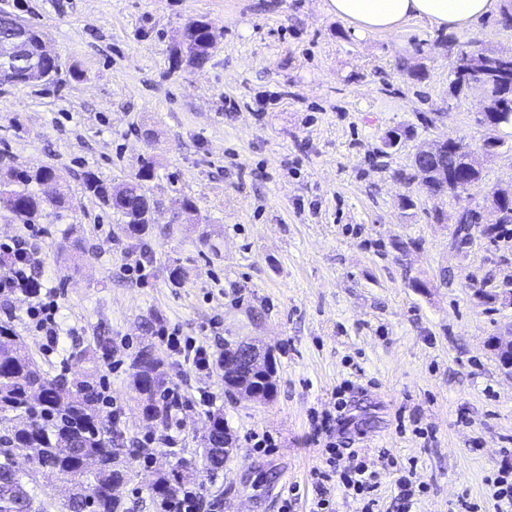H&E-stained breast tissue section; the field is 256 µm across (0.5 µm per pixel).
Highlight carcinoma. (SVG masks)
<instances>
[{
    "label": "carcinoma",
    "mask_w": 512,
    "mask_h": 512,
    "mask_svg": "<svg viewBox=\"0 0 512 512\" xmlns=\"http://www.w3.org/2000/svg\"><path fill=\"white\" fill-rule=\"evenodd\" d=\"M210 50L208 23L194 20L187 24L173 49V67L183 61L201 67L209 60ZM482 80L488 82L495 97L493 112L481 118L486 127L482 148L492 156L505 146L498 135L500 127L512 126V57L497 58L477 45L460 50L450 82L452 94L468 96ZM472 152L470 144L460 140L443 145L436 159L416 158L408 183L417 184L429 196L460 197L481 180L482 166ZM53 172L47 165L12 170L6 180L0 181V210L29 224L48 203L59 210L67 209L69 200L62 194L49 201L42 198L41 183ZM153 174V162L145 159L133 178L116 185L105 184L89 173L84 189L121 217L120 233L140 238L151 228V204L144 181ZM500 194V189L493 191L489 201L500 204L504 215L500 223L486 227L488 235H496L512 224V203L499 202ZM479 219L480 212L464 208L456 219L457 232H467ZM162 364L152 348L143 347L131 359L129 369L143 419L166 430L175 405L172 387L160 372ZM251 385L275 396L273 369L252 372ZM206 419L211 434L203 443V471L181 459L170 471L159 472L149 488L150 506L155 512H167L187 490L197 491L200 473L215 479L224 468V415L209 413ZM0 423L11 425L10 431L0 434V512H47L25 481L28 473L16 466L15 456L27 448L37 449L30 456L35 471L67 484L58 512H130L112 488L133 479V458L128 449L133 441L126 436L122 421L108 410L99 385L87 376L71 375L65 368L55 376L44 371L7 323L0 324Z\"/></svg>",
    "instance_id": "cac0c4a2"
}]
</instances>
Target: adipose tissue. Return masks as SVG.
I'll return each instance as SVG.
<instances>
[{"mask_svg": "<svg viewBox=\"0 0 512 512\" xmlns=\"http://www.w3.org/2000/svg\"><path fill=\"white\" fill-rule=\"evenodd\" d=\"M329 13L357 32H391L411 19L461 30L497 13L499 0H328Z\"/></svg>", "mask_w": 512, "mask_h": 512, "instance_id": "1", "label": "adipose tissue"}]
</instances>
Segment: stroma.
Wrapping results in <instances>:
<instances>
[{
	"label": "stroma",
	"mask_w": 512,
	"mask_h": 512,
	"mask_svg": "<svg viewBox=\"0 0 512 512\" xmlns=\"http://www.w3.org/2000/svg\"><path fill=\"white\" fill-rule=\"evenodd\" d=\"M9 6L62 67L49 82L0 84V176L52 166L72 208L45 206L32 224L0 216V241L36 248L32 272L59 306L56 345L32 328L27 297L0 307V323L45 371L65 366L104 382L136 438L137 476L119 490L132 512H152L141 502L162 463L200 462L211 408L233 437L219 512H280L289 485L307 491L313 470L326 469L331 441L378 469L376 512H402L394 481L404 474L417 486L409 512L466 503L499 512L486 479L512 467V376L488 343L512 328V304L476 290H512V232L493 241L476 224L469 243L452 241L459 210L512 189V127L499 130L505 147L481 157L466 198L426 197L406 176L431 141L481 147L478 102L449 93L456 51L475 41L510 54L512 27L495 14L454 32L412 19L362 34L326 0ZM195 19L212 25L217 45L203 67L173 68L171 51ZM393 129L398 148L378 155ZM146 158L159 208L143 242L119 233L83 178L117 183ZM201 224L218 252L202 246ZM76 238L87 253L73 263L62 248ZM165 328L213 355L238 339L269 349L274 399L229 400L221 371L197 372L166 349ZM100 337L108 360H75ZM145 346L185 399L166 444L130 384L131 358ZM327 412L331 431L315 433ZM255 433L273 448L256 451Z\"/></svg>",
	"instance_id": "obj_1"
}]
</instances>
